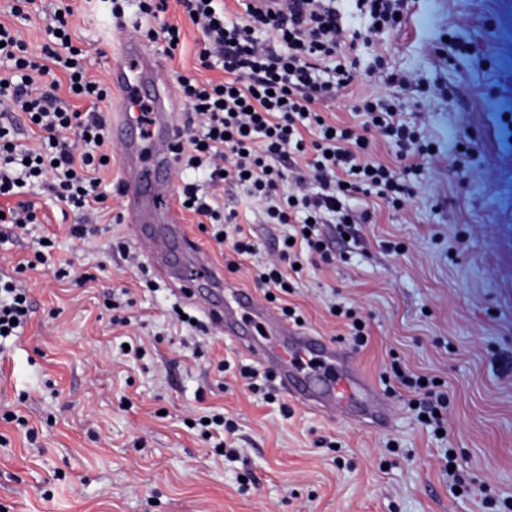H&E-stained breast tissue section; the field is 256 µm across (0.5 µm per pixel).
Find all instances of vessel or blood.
Returning a JSON list of instances; mask_svg holds the SVG:
<instances>
[{"mask_svg":"<svg viewBox=\"0 0 512 512\" xmlns=\"http://www.w3.org/2000/svg\"><path fill=\"white\" fill-rule=\"evenodd\" d=\"M109 68L123 103L112 116L111 131L122 150L126 217L155 259L189 250L184 231L167 205L179 132L178 106L171 97L161 95L149 112H142L158 64L139 41H126ZM218 276L216 268L197 252L181 281L191 291L196 281ZM200 308L226 337L259 365L274 371L291 401L345 420L361 415L375 428H390L394 418L390 400L345 344L289 322L229 281L223 294L211 295Z\"/></svg>","mask_w":512,"mask_h":512,"instance_id":"obj_1","label":"vessel or blood"}]
</instances>
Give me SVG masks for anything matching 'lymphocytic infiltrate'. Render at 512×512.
Here are the masks:
<instances>
[{
    "instance_id": "lymphocytic-infiltrate-1",
    "label": "lymphocytic infiltrate",
    "mask_w": 512,
    "mask_h": 512,
    "mask_svg": "<svg viewBox=\"0 0 512 512\" xmlns=\"http://www.w3.org/2000/svg\"><path fill=\"white\" fill-rule=\"evenodd\" d=\"M179 2L204 35L200 68L221 70L224 78L177 75L187 110L177 153L191 167L207 166L212 184L242 187L260 204L265 223L288 225L287 242L254 276L265 293H285L295 267L335 260L322 225L371 223V211L354 213L351 200L373 195L402 210L416 195L412 159L430 154L431 142L401 119L399 103L351 93L380 67L377 59L361 64L359 52L399 25L402 0H345L341 7L336 0H293L285 13L260 8L256 0H237L235 13L214 10L215 0ZM73 13L70 0H57L36 51L18 29L0 24V112H25L43 132L39 148L27 149L16 142L13 125L0 123V197L19 199L0 220L16 228L36 219L31 188L76 209L98 200L93 173L109 156L100 144L108 129L99 104L111 91L86 73L85 51L69 33ZM63 87L68 97L60 96ZM73 97L88 101V110L72 108ZM338 103L358 116V124L328 120ZM379 137L407 166L373 158ZM179 202L222 237L234 255L228 268L236 258L258 254L236 212L215 207L195 184H184ZM30 307L25 289L0 279V350L25 324ZM381 379L406 390L404 404L414 406L432 431H447L448 396L435 379H423L397 359Z\"/></svg>"
}]
</instances>
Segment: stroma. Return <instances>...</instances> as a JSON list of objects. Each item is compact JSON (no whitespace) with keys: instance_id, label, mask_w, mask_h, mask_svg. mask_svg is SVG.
<instances>
[{"instance_id":"stroma-1","label":"stroma","mask_w":512,"mask_h":512,"mask_svg":"<svg viewBox=\"0 0 512 512\" xmlns=\"http://www.w3.org/2000/svg\"><path fill=\"white\" fill-rule=\"evenodd\" d=\"M74 7L72 42L86 51L89 77L107 82L111 55L150 22L133 0L118 20L105 0ZM166 19L181 27L174 56L163 40L144 44L160 63L157 87L174 90L180 73L222 79L198 68L203 35L177 0ZM460 20L462 39L490 49V60L442 58L440 40ZM363 54L386 66L353 85L355 96L426 101L406 110L434 147L415 214L376 210L372 223L350 226L354 247L325 225L347 259L306 268L284 301L305 328L341 342L347 329L329 308L358 306L369 332L354 350L360 366L376 381L397 357L440 380L447 439L432 437L398 400L393 427L379 431L249 390L239 371L253 359L155 269L130 224L115 223L124 208L116 148L97 173L107 208L85 239L69 235L83 212L43 197L36 223L0 244V268L14 271L33 303L22 334L0 351V414L17 415L0 417V512H512V0H408L401 25ZM391 71L421 82L398 88ZM465 138L478 167L466 166ZM188 182L248 217L262 249H274L284 226L262 223L242 188L212 187L177 161L174 188ZM175 213L219 272L252 287L255 259L228 271L197 215ZM42 238L54 243L49 266L26 269ZM64 267L69 276L57 278ZM119 288L129 302L115 311L107 302ZM177 308L199 328L175 326ZM127 339L143 355L121 351ZM217 412L237 427L230 458L201 435L199 418ZM446 449L463 468L460 486L442 471Z\"/></svg>"}]
</instances>
